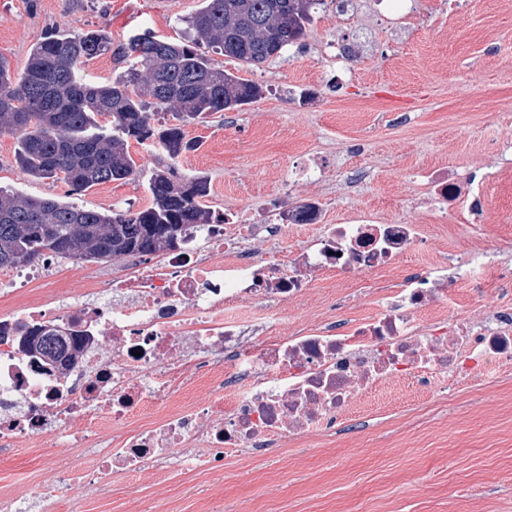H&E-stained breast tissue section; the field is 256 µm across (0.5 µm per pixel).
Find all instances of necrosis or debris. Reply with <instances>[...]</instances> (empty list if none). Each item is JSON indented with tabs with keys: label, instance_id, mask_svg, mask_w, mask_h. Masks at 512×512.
Returning a JSON list of instances; mask_svg holds the SVG:
<instances>
[{
	"label": "necrosis or debris",
	"instance_id": "obj_1",
	"mask_svg": "<svg viewBox=\"0 0 512 512\" xmlns=\"http://www.w3.org/2000/svg\"><path fill=\"white\" fill-rule=\"evenodd\" d=\"M416 179L445 222L485 199L482 186L444 167L419 170ZM300 224L317 231L288 260L245 245ZM191 236L129 275L94 284L91 298L0 313L1 448L94 450L91 469L58 458L72 489L106 487L115 474L162 461L177 476L203 474L222 467L229 450L338 427L380 390L432 400L449 386L487 383L512 364V266L487 263L488 249L456 256L448 275L432 260L407 269L417 225L359 217L326 224L314 201L260 224L241 226L228 214ZM198 238L207 250L195 248ZM396 269L398 287L368 317L283 320V305L304 302L314 277ZM452 280L468 283V297L449 288ZM41 325L81 339L75 363L35 371L17 332ZM176 374L206 386L204 400L171 404ZM115 427L124 431L117 442Z\"/></svg>",
	"mask_w": 512,
	"mask_h": 512
}]
</instances>
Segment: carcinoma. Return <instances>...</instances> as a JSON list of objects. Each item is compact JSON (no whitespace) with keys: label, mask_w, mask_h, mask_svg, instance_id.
<instances>
[{"label":"carcinoma","mask_w":512,"mask_h":512,"mask_svg":"<svg viewBox=\"0 0 512 512\" xmlns=\"http://www.w3.org/2000/svg\"><path fill=\"white\" fill-rule=\"evenodd\" d=\"M199 2L180 43L143 33L114 51L103 29L58 30L34 46L20 72L0 56V135L17 139L23 171L62 181L78 195L136 173L132 140L150 141L172 160L195 149L182 126L238 110L262 95L261 86L216 65L211 54L259 67L298 43L323 0ZM111 51L134 64L109 83L87 81L85 62ZM161 112L175 123L151 125ZM98 116L111 117L112 130L97 125ZM148 191L151 206L122 212L0 190V268L30 265L46 254L77 262L155 255L184 242L191 226L222 219L202 205L210 192L205 175L160 164ZM26 335L38 341H23L22 348L57 369L82 350L76 336L58 329L33 328Z\"/></svg>","instance_id":"cac0c4a2"}]
</instances>
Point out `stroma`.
I'll use <instances>...</instances> for the list:
<instances>
[{"label": "stroma", "mask_w": 512, "mask_h": 512, "mask_svg": "<svg viewBox=\"0 0 512 512\" xmlns=\"http://www.w3.org/2000/svg\"><path fill=\"white\" fill-rule=\"evenodd\" d=\"M198 0H0V55L22 69L33 45L53 30L106 29L113 44L151 31L179 42L184 18ZM363 39L351 48L348 76L337 80L322 46ZM263 94L239 111L217 112L184 126L194 151L176 160L180 172L210 181L204 203L217 212L288 209L309 199L326 207L329 224L365 212L380 221L420 225L414 265L453 258L474 243H512V0H415L414 14L398 20L390 0H360L351 20L334 0L317 7L301 40L261 67L215 55ZM496 141L508 147L490 154ZM17 141L0 135V187L65 199L68 187L35 180L16 162ZM138 171L129 179L76 195L95 209L137 211L151 205L147 179L164 152L132 144ZM322 166L316 182L300 170ZM448 167L463 180H485L480 212L457 215L448 231L418 206L419 190L406 173ZM370 176L356 188L354 171ZM130 259L60 262L49 279L0 296L17 301H66L93 282L126 270ZM384 273L349 281L326 278L310 291L307 308L336 319L371 312L372 295L392 287ZM500 381L460 388L454 400L412 409L409 402L373 397L361 406L368 425L294 441L255 455H227L223 469L167 480L143 469L114 478L107 496L65 492L53 512H512V367ZM39 455H0V494L28 499L38 485L58 481Z\"/></svg>", "instance_id": "obj_1"}]
</instances>
